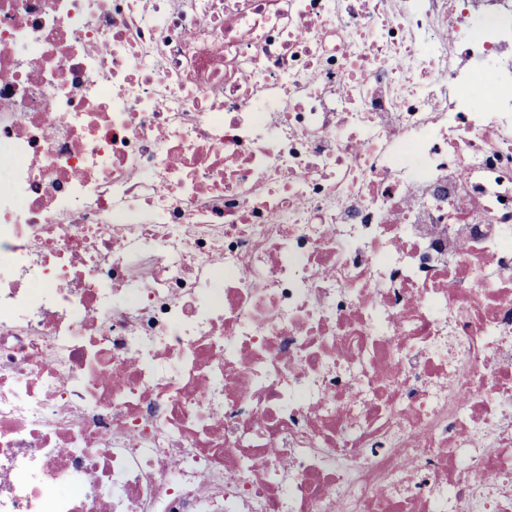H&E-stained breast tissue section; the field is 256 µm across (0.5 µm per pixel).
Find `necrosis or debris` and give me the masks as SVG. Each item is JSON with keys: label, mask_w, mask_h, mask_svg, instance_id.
<instances>
[{"label": "necrosis or debris", "mask_w": 512, "mask_h": 512, "mask_svg": "<svg viewBox=\"0 0 512 512\" xmlns=\"http://www.w3.org/2000/svg\"><path fill=\"white\" fill-rule=\"evenodd\" d=\"M0 512H512V0H0Z\"/></svg>", "instance_id": "1"}]
</instances>
